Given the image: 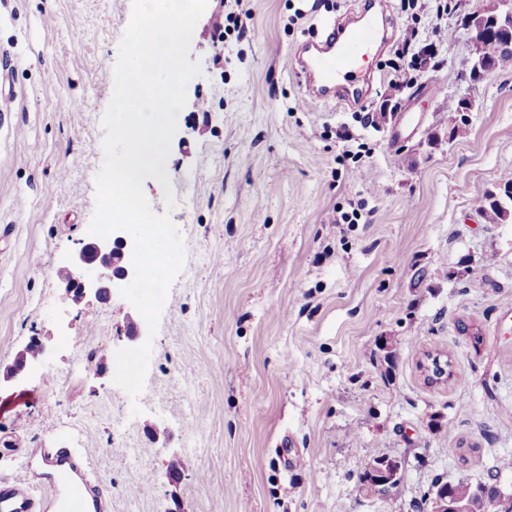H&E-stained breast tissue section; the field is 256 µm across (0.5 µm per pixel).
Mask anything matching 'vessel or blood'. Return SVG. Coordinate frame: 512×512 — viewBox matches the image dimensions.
Here are the masks:
<instances>
[{"instance_id":"obj_1","label":"vessel or blood","mask_w":512,"mask_h":512,"mask_svg":"<svg viewBox=\"0 0 512 512\" xmlns=\"http://www.w3.org/2000/svg\"><path fill=\"white\" fill-rule=\"evenodd\" d=\"M381 29L374 16L353 27H331L319 40L304 43L295 55V74L307 84V103L344 104L357 94L362 63L368 62ZM49 473L32 470L0 478V512H107L109 495L93 489L67 448L39 451Z\"/></svg>"}]
</instances>
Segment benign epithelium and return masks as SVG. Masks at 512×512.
<instances>
[{
  "mask_svg": "<svg viewBox=\"0 0 512 512\" xmlns=\"http://www.w3.org/2000/svg\"><path fill=\"white\" fill-rule=\"evenodd\" d=\"M473 29L472 63L470 75L484 78L493 71L503 41L512 34V0H499L497 12L487 15L479 9L469 17ZM133 240L124 231H115L107 238H96L74 253L67 265L71 278L61 281L66 293L76 301L92 293L105 300L111 288L119 282L135 277L132 264ZM376 478L373 494L383 496L390 484L402 478L399 461L377 458L367 471ZM452 483H440L431 497V512H468L465 502L451 496Z\"/></svg>",
  "mask_w": 512,
  "mask_h": 512,
  "instance_id": "benign-epithelium-1",
  "label": "benign epithelium"
}]
</instances>
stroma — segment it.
<instances>
[{"label": "stroma", "instance_id": "1", "mask_svg": "<svg viewBox=\"0 0 512 512\" xmlns=\"http://www.w3.org/2000/svg\"><path fill=\"white\" fill-rule=\"evenodd\" d=\"M485 3L385 0L395 36L363 104L307 110L295 48L361 0H243L241 41L212 26L238 4L208 0L166 161L175 207L144 182L185 248L152 335L119 290L77 302L57 276L89 240L133 0H0V475L66 446L112 512H430L440 481L512 485V223L475 211L512 172V69L463 78ZM148 334L133 401L115 353ZM35 339L43 361L10 376ZM436 355L448 382L426 378ZM379 457L402 464L389 497L361 483Z\"/></svg>", "mask_w": 512, "mask_h": 512}]
</instances>
